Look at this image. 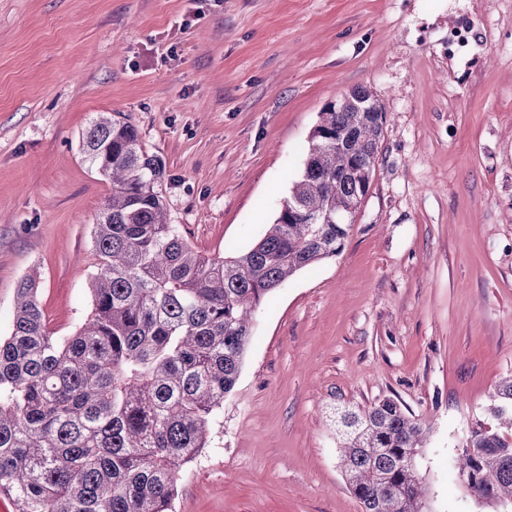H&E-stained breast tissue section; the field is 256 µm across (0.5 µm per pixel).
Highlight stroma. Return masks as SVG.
<instances>
[{"instance_id": "1", "label": "stroma", "mask_w": 512, "mask_h": 512, "mask_svg": "<svg viewBox=\"0 0 512 512\" xmlns=\"http://www.w3.org/2000/svg\"><path fill=\"white\" fill-rule=\"evenodd\" d=\"M358 86L386 112L370 190L342 252L257 313L172 512H362L333 411L388 397L427 430L430 512H502L449 462L512 376V0H0V336L28 275L55 334L91 311L94 117L137 127L171 223L229 256Z\"/></svg>"}]
</instances>
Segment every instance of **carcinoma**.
Returning <instances> with one entry per match:
<instances>
[{"label": "carcinoma", "instance_id": "1", "mask_svg": "<svg viewBox=\"0 0 512 512\" xmlns=\"http://www.w3.org/2000/svg\"><path fill=\"white\" fill-rule=\"evenodd\" d=\"M344 98L320 113L275 223L227 257L195 250L169 222L165 165L137 128L105 113L92 122L83 153L112 192L93 233L91 312L54 335L27 277L0 336V495L17 512H171L179 473L210 445L257 312L297 271L341 252L350 225L336 213L369 191L385 112L364 87ZM490 413L512 427V377ZM337 430L363 512H428L421 422L385 398L342 412ZM453 467L475 496L512 502V437L478 422Z\"/></svg>", "mask_w": 512, "mask_h": 512}]
</instances>
